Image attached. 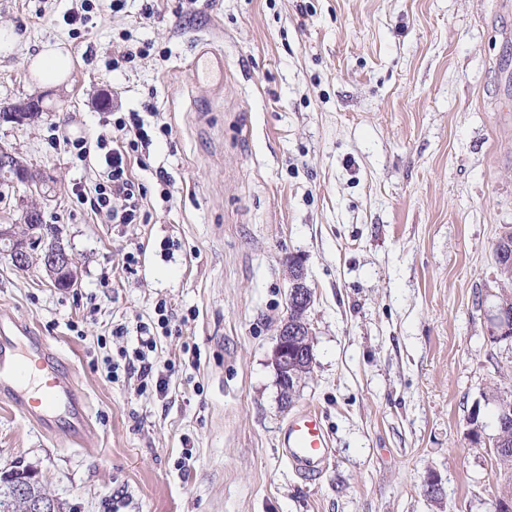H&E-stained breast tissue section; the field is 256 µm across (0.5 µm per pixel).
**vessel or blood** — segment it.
<instances>
[{
	"label": "vessel or blood",
	"mask_w": 512,
	"mask_h": 512,
	"mask_svg": "<svg viewBox=\"0 0 512 512\" xmlns=\"http://www.w3.org/2000/svg\"><path fill=\"white\" fill-rule=\"evenodd\" d=\"M32 365L44 378L43 395L35 400L28 398L26 388V373ZM0 398L17 404L47 431L52 430L59 414H66L71 419V440H79L87 427V400L50 345L20 318L0 321ZM282 444L287 458L310 472L327 458L330 438L319 413L307 408L289 422Z\"/></svg>",
	"instance_id": "b4317fda"
}]
</instances>
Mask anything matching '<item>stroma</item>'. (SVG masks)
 Instances as JSON below:
<instances>
[{
    "label": "stroma",
    "instance_id": "stroma-1",
    "mask_svg": "<svg viewBox=\"0 0 512 512\" xmlns=\"http://www.w3.org/2000/svg\"><path fill=\"white\" fill-rule=\"evenodd\" d=\"M111 2L81 28V0H0L17 36L0 108L44 107L0 122V145L54 176L44 221L80 273L61 290L0 255V318L43 336L90 405L75 445L0 401V472L34 469L68 512H488L494 457L466 433L475 408L494 435L487 396L512 393V345L488 339L493 245L512 230V0ZM55 42L73 70L38 86L29 59ZM203 46L223 85L194 77ZM116 112L152 138L133 166L144 224L79 203L101 168L52 144ZM296 262L314 365L285 408L271 358ZM161 301L168 389L108 380ZM306 407L331 441L312 479L280 443Z\"/></svg>",
    "mask_w": 512,
    "mask_h": 512
}]
</instances>
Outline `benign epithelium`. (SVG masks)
<instances>
[{"instance_id":"benign-epithelium-1","label":"benign epithelium","mask_w":512,"mask_h":512,"mask_svg":"<svg viewBox=\"0 0 512 512\" xmlns=\"http://www.w3.org/2000/svg\"><path fill=\"white\" fill-rule=\"evenodd\" d=\"M39 112V101L31 100L21 105L17 112L7 110L1 113L0 120L21 125L33 120ZM0 170L12 177L11 183L23 188L26 194L48 200L49 184L53 178L21 163L17 153L3 145L0 146ZM0 254L8 256L12 265L19 270L40 265L56 287L61 284L73 285L78 279V271L60 235L56 233L49 239L44 236L43 210L37 205L22 209L19 223L0 224ZM292 277L290 310L305 311L312 303V291L305 284L302 268H294ZM309 335L308 325L291 317L285 318L278 329L272 365L281 402L286 407L292 403L302 376L310 372L313 366ZM489 340L493 343L512 342V312L507 307L494 305L490 316ZM468 439L473 445L490 443L493 452L500 447L498 435L486 437L477 408L472 412Z\"/></svg>"}]
</instances>
